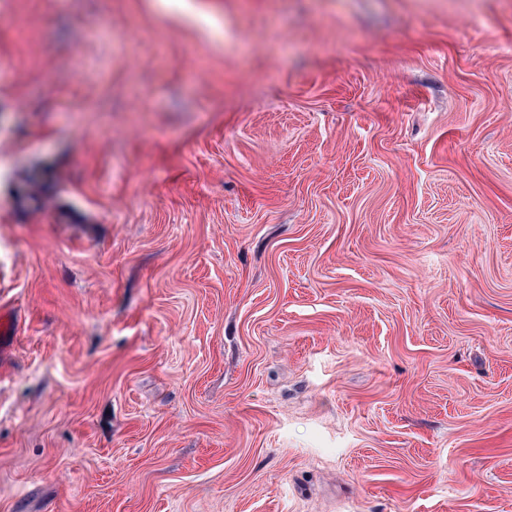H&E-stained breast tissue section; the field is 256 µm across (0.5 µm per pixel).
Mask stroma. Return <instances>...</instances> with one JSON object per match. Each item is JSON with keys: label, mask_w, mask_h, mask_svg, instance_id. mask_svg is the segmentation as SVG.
<instances>
[{"label": "stroma", "mask_w": 512, "mask_h": 512, "mask_svg": "<svg viewBox=\"0 0 512 512\" xmlns=\"http://www.w3.org/2000/svg\"><path fill=\"white\" fill-rule=\"evenodd\" d=\"M0 512H512V0H0Z\"/></svg>", "instance_id": "obj_1"}]
</instances>
